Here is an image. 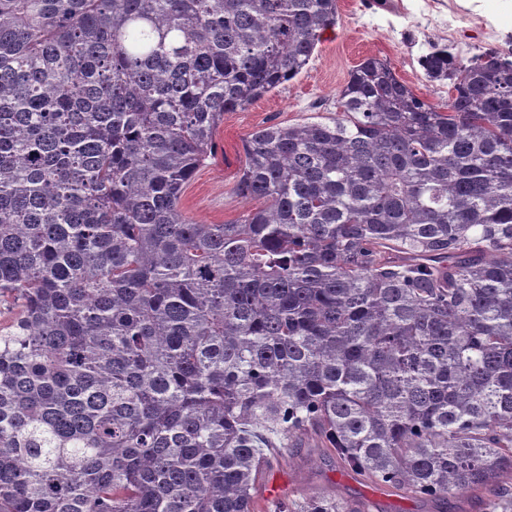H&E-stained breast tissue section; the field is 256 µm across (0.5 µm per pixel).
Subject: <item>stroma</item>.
I'll use <instances>...</instances> for the list:
<instances>
[{
    "instance_id": "stroma-1",
    "label": "stroma",
    "mask_w": 512,
    "mask_h": 512,
    "mask_svg": "<svg viewBox=\"0 0 512 512\" xmlns=\"http://www.w3.org/2000/svg\"><path fill=\"white\" fill-rule=\"evenodd\" d=\"M457 15L454 40L486 51L482 26L512 32V0H448ZM422 0H338L334 28L326 31L307 68L294 79L244 111L229 112L219 125L214 153L187 185L182 205L192 220L202 224L235 221L251 209V202L232 194L236 175L245 163L243 144L258 127L326 121L336 111V94L350 71L362 59L390 60L397 75L431 101L447 98L448 84L428 82L417 58L425 53V35L410 19ZM279 463L269 475L281 497L259 487L262 512H277L280 501L302 502L314 495L332 496L355 512H486V497L457 495L446 501L426 502L377 489L344 470L334 455L316 447L313 438L300 437L278 449Z\"/></svg>"
}]
</instances>
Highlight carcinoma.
<instances>
[{
    "label": "carcinoma",
    "mask_w": 512,
    "mask_h": 512,
    "mask_svg": "<svg viewBox=\"0 0 512 512\" xmlns=\"http://www.w3.org/2000/svg\"><path fill=\"white\" fill-rule=\"evenodd\" d=\"M337 0H0V512H254L303 435L375 487L512 512V59L367 57L326 122L224 114ZM297 512H351L325 496Z\"/></svg>",
    "instance_id": "carcinoma-1"
}]
</instances>
